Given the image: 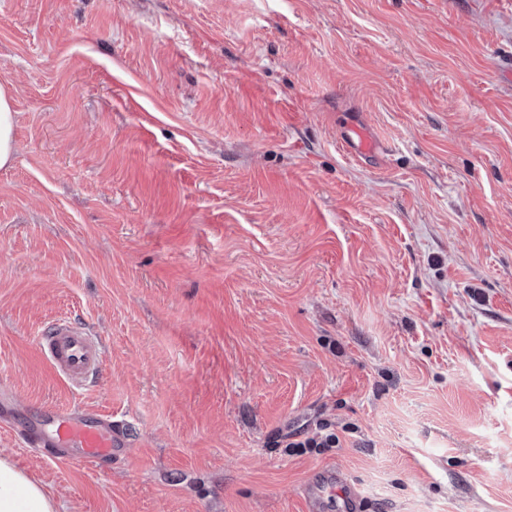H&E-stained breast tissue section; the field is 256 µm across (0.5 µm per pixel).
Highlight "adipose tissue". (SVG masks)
<instances>
[{
    "label": "adipose tissue",
    "mask_w": 512,
    "mask_h": 512,
    "mask_svg": "<svg viewBox=\"0 0 512 512\" xmlns=\"http://www.w3.org/2000/svg\"><path fill=\"white\" fill-rule=\"evenodd\" d=\"M0 512H58L52 495L40 482L0 457Z\"/></svg>",
    "instance_id": "obj_1"
}]
</instances>
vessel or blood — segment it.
Returning a JSON list of instances; mask_svg holds the SVG:
<instances>
[{"label": "vessel or blood", "instance_id": "1", "mask_svg": "<svg viewBox=\"0 0 512 512\" xmlns=\"http://www.w3.org/2000/svg\"><path fill=\"white\" fill-rule=\"evenodd\" d=\"M41 354L71 389H84L105 361L103 345L85 326L61 318L35 338ZM28 443L45 459L65 450L66 461L94 467L121 447L119 429L109 416L81 407H42L27 424ZM336 496L343 512H355L358 495L341 475H328L308 490L310 512H319L325 496Z\"/></svg>", "mask_w": 512, "mask_h": 512}]
</instances>
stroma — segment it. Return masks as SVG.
I'll return each mask as SVG.
<instances>
[{"mask_svg": "<svg viewBox=\"0 0 512 512\" xmlns=\"http://www.w3.org/2000/svg\"><path fill=\"white\" fill-rule=\"evenodd\" d=\"M511 57L512 0H0V454L60 512H306L331 469L512 512ZM61 317L106 349L81 391ZM44 405L125 453L42 459ZM16 112L14 94L10 86L0 84V168L13 163L15 157L14 127ZM35 344L56 375L73 390L84 389L105 361L99 338L66 318L51 323L35 337ZM338 444L339 438L336 433L326 431V427L323 426L312 436L288 442L284 448H334Z\"/></svg>", "mask_w": 512, "mask_h": 512, "instance_id": "35a3bbf8", "label": "stroma"}]
</instances>
